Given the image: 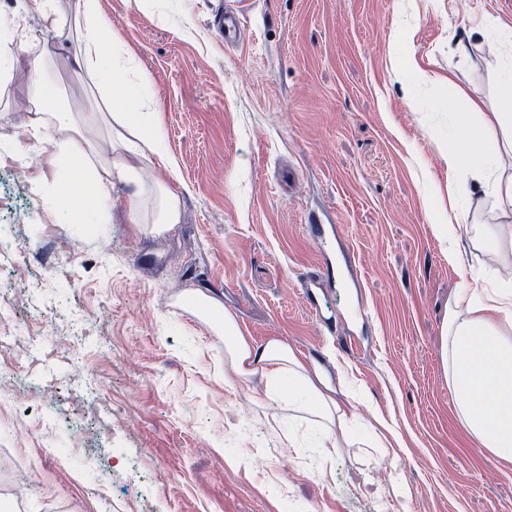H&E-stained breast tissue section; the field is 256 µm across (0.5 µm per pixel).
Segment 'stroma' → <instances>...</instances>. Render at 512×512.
I'll use <instances>...</instances> for the list:
<instances>
[{"label": "stroma", "instance_id": "stroma-1", "mask_svg": "<svg viewBox=\"0 0 512 512\" xmlns=\"http://www.w3.org/2000/svg\"><path fill=\"white\" fill-rule=\"evenodd\" d=\"M40 3L0 0V315L33 339L0 353L18 462L0 512H512V460L463 430L440 358L463 279L511 268L512 238L444 240L429 210L442 145L512 69V40L477 35L512 30V0H235L232 41L216 0H99L114 78L174 163L183 218L162 235L103 202L75 220L59 178L33 194L10 170L45 148L31 90L54 87L55 112L90 103L70 53L28 40ZM311 224L336 233L316 244ZM187 288L319 363L358 440L382 424L398 448L324 460L316 425L253 410L223 339L177 305Z\"/></svg>", "mask_w": 512, "mask_h": 512}]
</instances>
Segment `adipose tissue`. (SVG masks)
<instances>
[{
  "mask_svg": "<svg viewBox=\"0 0 512 512\" xmlns=\"http://www.w3.org/2000/svg\"><path fill=\"white\" fill-rule=\"evenodd\" d=\"M43 0L40 17L43 31L55 33L54 51L66 48L77 37L75 66L91 78L89 91L99 92V76L111 73L114 52L105 37V23L98 0H80L73 30L65 25L53 6ZM51 89H43L33 105L29 125L33 137L52 145L46 158L52 172L67 171L69 194L86 202L107 200L109 185L117 181L141 182L150 177L158 203L145 215L137 195L108 199L123 208L130 223L152 234L172 230L182 219L179 195L166 177L173 163L156 155L154 134L139 120L140 103L131 101L120 85L102 94V108L86 113L81 122L50 118L46 102ZM501 137L494 160L480 151L483 141ZM442 156L454 180L455 196L469 195V181L512 202V174L506 171L512 159V74L504 80L495 111L484 112L479 122L461 118L457 130L443 148ZM210 331L224 339V380L235 387L254 381L264 383L254 403L288 414L305 413L316 419L323 442L322 453L357 444L352 418L337 401L329 376L315 361L307 359L273 337L256 343L240 327L235 316L216 296L187 289L176 298ZM441 361L455 391V411L464 430L493 455L512 458V277L497 279L491 288L463 289L442 322Z\"/></svg>",
  "mask_w": 512,
  "mask_h": 512,
  "instance_id": "adipose-tissue-1",
  "label": "adipose tissue"
}]
</instances>
